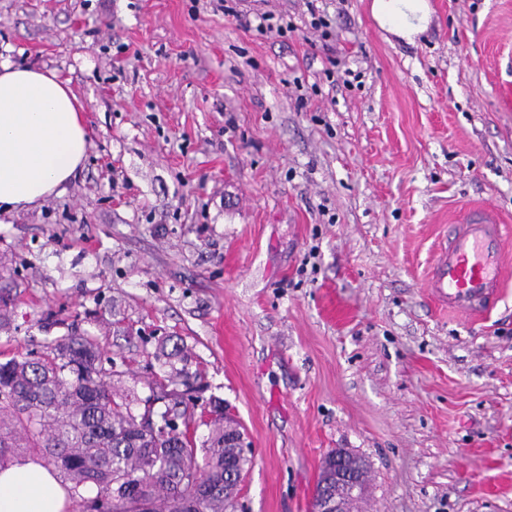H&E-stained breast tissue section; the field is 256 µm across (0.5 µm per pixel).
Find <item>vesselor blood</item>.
<instances>
[{
	"mask_svg": "<svg viewBox=\"0 0 512 512\" xmlns=\"http://www.w3.org/2000/svg\"><path fill=\"white\" fill-rule=\"evenodd\" d=\"M503 279L499 218L489 208H470L452 225L429 273V286L450 312L477 315L494 308Z\"/></svg>",
	"mask_w": 512,
	"mask_h": 512,
	"instance_id": "obj_1",
	"label": "vessel or blood"
}]
</instances>
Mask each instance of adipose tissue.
Returning a JSON list of instances; mask_svg holds the SVG:
<instances>
[{
	"label": "adipose tissue",
	"instance_id": "adipose-tissue-1",
	"mask_svg": "<svg viewBox=\"0 0 512 512\" xmlns=\"http://www.w3.org/2000/svg\"><path fill=\"white\" fill-rule=\"evenodd\" d=\"M388 32L410 40L429 23L428 0H372ZM83 106L50 71L0 63V212L36 205L83 162ZM67 493L52 472L26 459L0 470V512H65Z\"/></svg>",
	"mask_w": 512,
	"mask_h": 512
}]
</instances>
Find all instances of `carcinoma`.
<instances>
[{"mask_svg":"<svg viewBox=\"0 0 512 512\" xmlns=\"http://www.w3.org/2000/svg\"><path fill=\"white\" fill-rule=\"evenodd\" d=\"M116 374L87 334L0 362V469L27 452L70 483L78 512L100 499L111 512H232L240 484L232 470L249 459L224 447L221 404L200 456L196 405L173 388L183 370L151 382L164 405L151 418L135 393L115 388ZM87 484L97 489L91 499L81 493Z\"/></svg>","mask_w":512,"mask_h":512,"instance_id":"carcinoma-1","label":"carcinoma"}]
</instances>
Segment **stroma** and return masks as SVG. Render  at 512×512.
Here are the masks:
<instances>
[{
	"label": "stroma",
	"mask_w": 512,
	"mask_h": 512,
	"mask_svg": "<svg viewBox=\"0 0 512 512\" xmlns=\"http://www.w3.org/2000/svg\"><path fill=\"white\" fill-rule=\"evenodd\" d=\"M231 2L0 0V62L67 82L89 135L60 193L0 213V361L89 333L145 398L180 347L250 445L236 512H313L339 448L357 512H512V0H429L411 42L371 0H318L325 31ZM481 204L505 284L469 318L427 280Z\"/></svg>",
	"instance_id": "obj_1"
}]
</instances>
